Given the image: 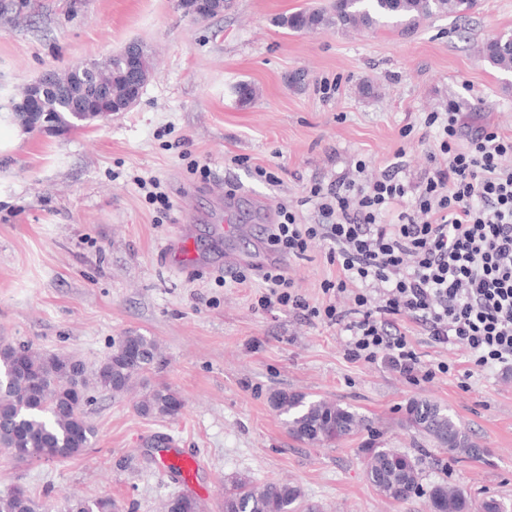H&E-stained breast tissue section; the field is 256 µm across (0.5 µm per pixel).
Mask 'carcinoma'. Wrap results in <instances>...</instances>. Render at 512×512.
Segmentation results:
<instances>
[{
	"instance_id": "1",
	"label": "carcinoma",
	"mask_w": 512,
	"mask_h": 512,
	"mask_svg": "<svg viewBox=\"0 0 512 512\" xmlns=\"http://www.w3.org/2000/svg\"><path fill=\"white\" fill-rule=\"evenodd\" d=\"M477 5V0H331L323 8L303 9L281 15L277 24L299 33H315L326 28L372 29L389 19L402 32H413L421 21L445 14L461 18ZM179 7L194 19L214 17L230 7L229 0H180ZM480 56L503 71L512 70V31H504L483 42ZM88 79L100 72L112 77V98L129 93V81L122 54L104 62L86 64ZM42 98L40 122L49 127L69 129L93 118L89 112H75L68 100L52 88L39 92ZM132 356L127 357L123 350ZM162 362L158 342L137 331L120 337L112 354L92 373L83 363L65 355L44 354L30 345L0 344V450L17 453L22 461L63 460L92 447L96 433L84 416L91 392L121 394L132 389L136 379ZM270 405L290 416V436L308 445L340 442L355 435L370 422L355 412L327 400L309 401L302 393L277 390L269 395ZM146 417L175 418L183 407L176 392L158 386L144 393L135 404ZM409 426L427 435L441 448L453 453L474 455L475 445L454 419L437 404L414 400L407 409ZM367 479L384 498L408 503L426 492L422 490L421 469L407 453L386 448H366ZM437 512H505L502 501L490 498L473 507L459 489L438 483L427 492ZM319 512V506L305 501L293 484L269 481L255 486L246 477H237L224 487L223 512ZM66 512H114L109 498L67 500ZM0 512H41L39 499L29 491L10 489L0 495ZM162 512H199L198 501L188 494L171 497Z\"/></svg>"
}]
</instances>
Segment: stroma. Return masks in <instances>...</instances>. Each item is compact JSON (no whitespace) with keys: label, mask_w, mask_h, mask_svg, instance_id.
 I'll list each match as a JSON object with an SVG mask.
<instances>
[{"label":"stroma","mask_w":512,"mask_h":512,"mask_svg":"<svg viewBox=\"0 0 512 512\" xmlns=\"http://www.w3.org/2000/svg\"><path fill=\"white\" fill-rule=\"evenodd\" d=\"M328 0H233L197 21L177 0H18L0 15V102L42 73H65L138 41L152 73L128 112L78 130L26 129L0 120V344H29L96 369L130 331L154 337L163 360L123 394L97 392L85 408L96 431L83 454L20 462L0 453V494L21 486L42 512L66 499L107 495L117 512H159L167 498L194 496L201 512H223L224 486L287 481L321 512H428L426 497L383 499L365 473L363 451L390 448L418 458L423 488L445 482L473 503L493 497L512 510V374H458L468 352L411 341L424 360L451 373L414 384L383 363L348 353V338L318 319L257 305L261 280H228L217 257L247 253L264 236L267 212L298 206L313 180L330 182L364 162L365 178L397 164L416 183L430 167L426 115L456 103L465 122L512 135V73L491 67L477 45L512 30V0H479L464 18L434 16L411 34L393 26L294 33L276 17ZM298 72L306 79L290 83ZM332 83L322 94L321 83ZM373 84L372 96L360 94ZM255 88L239 100V84ZM264 167L269 182L256 175ZM156 177L171 202L153 204L138 181ZM239 193L217 202L215 188ZM200 270L174 269L162 255L177 227ZM225 232H217V225ZM313 241L285 272L310 305L329 304L336 268ZM177 392V417L141 416L151 386ZM285 390L331 400L370 428L320 446L294 440L268 401ZM452 413L483 453L460 456L406 424L411 401ZM176 440L202 462L192 485L160 475L152 442Z\"/></svg>","instance_id":"obj_1"}]
</instances>
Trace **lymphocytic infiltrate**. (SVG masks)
I'll use <instances>...</instances> for the list:
<instances>
[{
	"label": "lymphocytic infiltrate",
	"mask_w": 512,
	"mask_h": 512,
	"mask_svg": "<svg viewBox=\"0 0 512 512\" xmlns=\"http://www.w3.org/2000/svg\"><path fill=\"white\" fill-rule=\"evenodd\" d=\"M426 123L437 126L438 139L417 184L393 172L314 183L304 201L318 209L319 224L278 208L272 245L302 259L310 241H323L336 267L323 292L346 298L347 307L310 306L275 265L262 273L257 304L338 326L354 359L384 362L414 382L448 373L449 365L424 361L413 330L442 349L465 346L474 368L512 373V169L501 164L512 136L468 127L453 104Z\"/></svg>",
	"instance_id": "lymphocytic-infiltrate-1"
}]
</instances>
